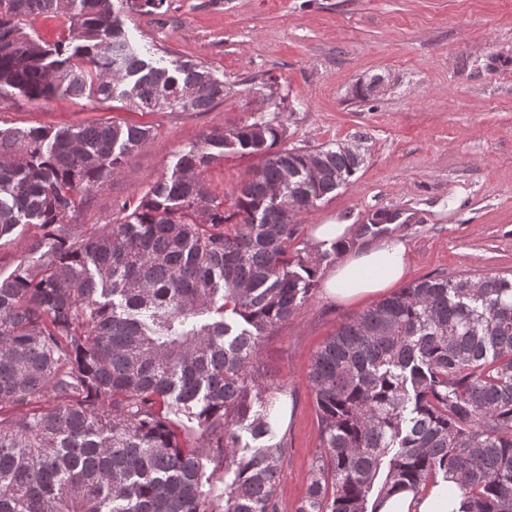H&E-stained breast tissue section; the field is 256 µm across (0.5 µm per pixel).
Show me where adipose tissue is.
<instances>
[{"instance_id": "ef3b65f1", "label": "adipose tissue", "mask_w": 512, "mask_h": 512, "mask_svg": "<svg viewBox=\"0 0 512 512\" xmlns=\"http://www.w3.org/2000/svg\"><path fill=\"white\" fill-rule=\"evenodd\" d=\"M408 266L403 244L380 243L350 253L327 282L328 294L339 302L377 294L400 282ZM461 498L439 482L424 493L401 491L379 512H460Z\"/></svg>"}]
</instances>
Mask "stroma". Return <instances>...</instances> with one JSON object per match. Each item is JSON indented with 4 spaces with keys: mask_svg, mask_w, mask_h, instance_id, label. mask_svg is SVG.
<instances>
[{
    "mask_svg": "<svg viewBox=\"0 0 512 512\" xmlns=\"http://www.w3.org/2000/svg\"><path fill=\"white\" fill-rule=\"evenodd\" d=\"M130 43L157 66L194 59L223 81L224 98L206 112H139L59 92L33 101L0 99V128H62L104 121L146 126L153 137L121 174L95 188L72 218L83 235L118 216L170 175L181 151L214 128L256 118L284 124L285 147L360 146L365 161L339 188L294 221L295 247L311 249L315 225L345 222L355 248L376 242L362 226L391 214L385 238L410 255L406 281L486 273L512 275V0H167L124 19ZM381 77L378 94L358 87ZM260 156L225 154L206 184L233 213L232 191ZM37 227L0 239V276L36 261ZM343 253L318 272L309 299L262 344L260 370L286 384L280 432L290 457L277 492L281 512L305 496L319 448L308 374L317 349L375 305L377 296L339 303L326 280Z\"/></svg>",
    "mask_w": 512,
    "mask_h": 512,
    "instance_id": "stroma-1",
    "label": "stroma"
}]
</instances>
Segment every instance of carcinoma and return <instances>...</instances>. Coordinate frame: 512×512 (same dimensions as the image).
I'll return each instance as SVG.
<instances>
[{
	"label": "carcinoma",
	"mask_w": 512,
	"mask_h": 512,
	"mask_svg": "<svg viewBox=\"0 0 512 512\" xmlns=\"http://www.w3.org/2000/svg\"><path fill=\"white\" fill-rule=\"evenodd\" d=\"M164 3L0 0V98L210 109L224 82L207 66L154 67L127 38L120 15ZM41 14L72 36L42 44L26 21ZM150 136L117 122L0 131V239L44 230L40 260L0 276V512H280L285 387L263 381L260 349L316 286L317 258L290 251L292 217L349 184L363 155L282 149L283 128L261 118L214 129L115 222L72 233L83 195ZM228 150L263 156L234 192V224L203 179ZM309 382L320 444L294 512H378L440 477L462 512H512V278L408 283L342 325ZM205 459L224 469L222 504Z\"/></svg>",
	"instance_id": "carcinoma-1"
}]
</instances>
